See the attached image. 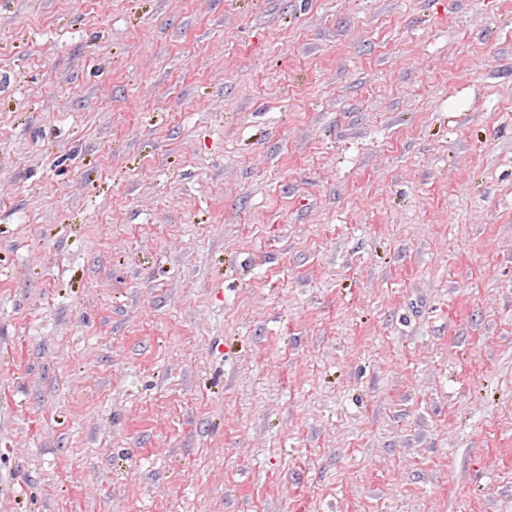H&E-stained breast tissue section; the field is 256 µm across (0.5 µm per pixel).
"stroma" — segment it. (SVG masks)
Instances as JSON below:
<instances>
[{
  "instance_id": "1",
  "label": "stroma",
  "mask_w": 512,
  "mask_h": 512,
  "mask_svg": "<svg viewBox=\"0 0 512 512\" xmlns=\"http://www.w3.org/2000/svg\"><path fill=\"white\" fill-rule=\"evenodd\" d=\"M0 512H512V0H0Z\"/></svg>"
}]
</instances>
